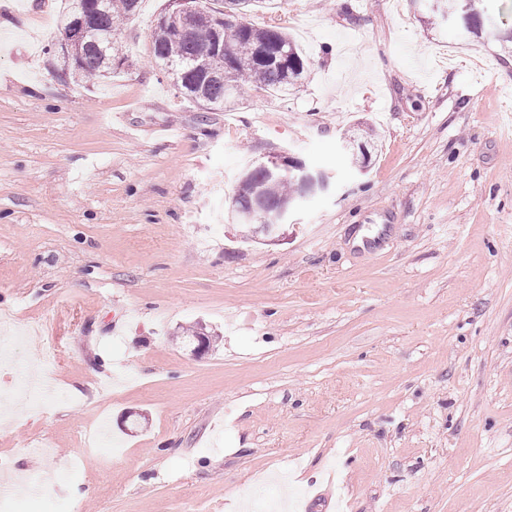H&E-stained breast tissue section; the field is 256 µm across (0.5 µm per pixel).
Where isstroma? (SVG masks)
Instances as JSON below:
<instances>
[{"mask_svg":"<svg viewBox=\"0 0 512 512\" xmlns=\"http://www.w3.org/2000/svg\"><path fill=\"white\" fill-rule=\"evenodd\" d=\"M257 0L307 66L207 110L152 52L168 0L61 81L71 0H0V472L14 512H512V0ZM375 148L366 172L347 130ZM286 151L327 192L280 241L231 218ZM206 326L192 355L184 331ZM60 402L14 413L33 357ZM111 446H87L100 424Z\"/></svg>","mask_w":512,"mask_h":512,"instance_id":"obj_1","label":"stroma"}]
</instances>
